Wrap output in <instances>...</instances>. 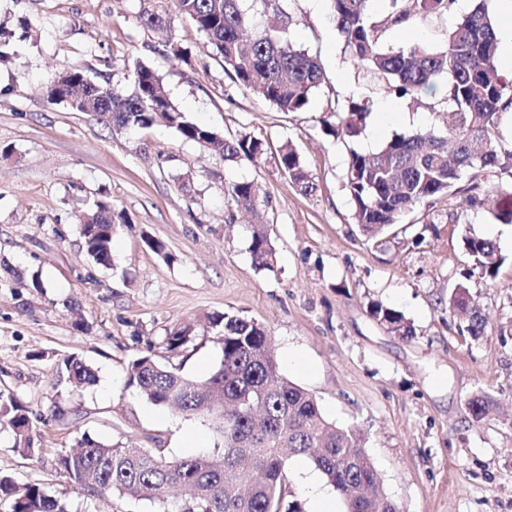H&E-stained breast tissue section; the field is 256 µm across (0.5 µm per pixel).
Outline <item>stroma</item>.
<instances>
[{
  "instance_id": "1",
  "label": "stroma",
  "mask_w": 512,
  "mask_h": 512,
  "mask_svg": "<svg viewBox=\"0 0 512 512\" xmlns=\"http://www.w3.org/2000/svg\"><path fill=\"white\" fill-rule=\"evenodd\" d=\"M473 0H455L408 36L387 44L442 46ZM289 40L318 54L329 82L304 111L282 112L235 85L206 37L177 11L168 25L185 61L171 60L162 32L138 20L139 0H0V390L30 411L42 454L13 449L0 430V477L35 485L68 512H157L147 501H105L79 488L56 462L82 435L112 445L161 448L173 458L212 451L220 439L208 416H185L147 402L126 385L129 363L150 352L204 380L219 365L213 333L173 354L164 338L212 313L254 320L270 338L279 373L314 395L325 418L360 432L386 493L402 512H512V223L498 199L475 209L456 196L405 215L383 245L360 232L344 187L350 150L375 152L393 135L441 130L432 94L371 113L367 134L343 141L323 131L336 101L371 96L374 81L354 68L327 11L286 0ZM152 67L189 119L231 138L268 143L255 164L224 160L172 130L112 131L85 112L53 103L46 89L78 70L96 82L132 85L136 63ZM292 143L317 186L303 195L284 176L277 148ZM253 181L276 253L257 270L250 217L225 196ZM118 224L114 265L88 261L80 222L97 200ZM495 242L494 276L473 271L464 236ZM164 243L150 250L147 239ZM39 277L42 289L31 286ZM465 285L487 326L460 333L448 296ZM379 302L414 329L397 336L370 313ZM302 366H289L288 351ZM92 365L98 381L72 389L62 359ZM489 394L488 415L473 421L467 400ZM197 433L190 442L185 430Z\"/></svg>"
}]
</instances>
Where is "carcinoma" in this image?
I'll list each match as a JSON object with an SVG mask.
<instances>
[{
    "label": "carcinoma",
    "mask_w": 512,
    "mask_h": 512,
    "mask_svg": "<svg viewBox=\"0 0 512 512\" xmlns=\"http://www.w3.org/2000/svg\"><path fill=\"white\" fill-rule=\"evenodd\" d=\"M166 2L140 0V23L150 29L166 27ZM284 2L175 0L178 12L204 34L234 83L259 91L282 112H300L326 85L327 76L319 56L288 40L291 16ZM489 2L475 0L448 31L444 46L394 50L386 45L389 33L412 28L430 14L448 12L454 0H388L380 13L372 11L371 0H329L330 18L351 63L371 73L384 96L414 101L421 93L435 91L439 77H448L434 105L444 134L423 130L396 136L375 153L350 151L345 189L355 222L367 239L382 242L405 214L454 194L466 174L492 169L512 174V147L500 130L504 111L512 107V79L499 70V23ZM133 85L129 93L108 81L93 82L80 71H66L47 87L46 96L78 112L89 110L118 129L164 125L182 140L226 160L252 162L267 151L263 141L249 134L227 138L189 121L147 65L136 64ZM374 106L370 98L336 103L334 120L323 121L325 133L343 140L359 136ZM278 164L302 194L317 190L293 144L280 146ZM225 194L240 209L258 206L250 181L231 184ZM116 231L112 207L95 202L80 225L87 257L112 266ZM464 244L474 269L484 277L494 276L499 262L495 243L467 237ZM249 251L256 269L273 270L275 250L267 225H251ZM448 307L469 336L484 334L486 318L469 302L464 286L448 295ZM372 314L396 335H413L397 310L375 304ZM203 329L216 332L223 354L205 381L146 354L129 364L127 385L154 405L175 407L186 415L209 414L223 447L170 459L160 448L110 445L85 434L78 449L57 455V464L75 483L98 498L118 494L148 500L161 512H304L302 502L288 491L289 464L303 457L326 476L346 512H400L355 431L329 422L312 394L278 374L260 325L224 313L206 316ZM194 331L191 324L172 329L165 336L167 350L184 348ZM63 364L75 387L96 384L97 373L84 360L67 357ZM491 402L485 393L471 397L467 409L472 419L481 421ZM0 428L12 431L13 448L20 455L40 453L29 410L10 392L0 391ZM0 492L14 496L13 512H67L44 490L19 489L7 477L0 478Z\"/></svg>",
    "instance_id": "carcinoma-1"
}]
</instances>
